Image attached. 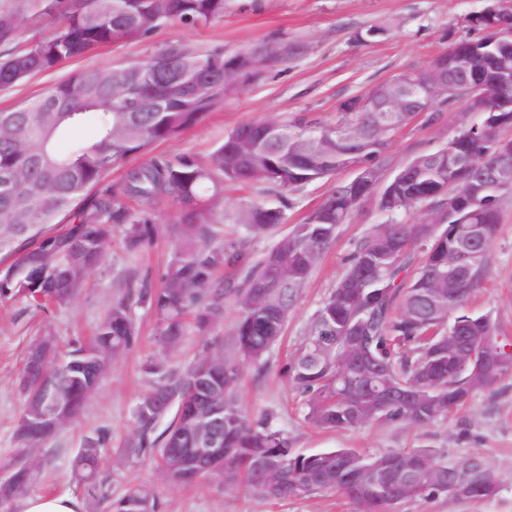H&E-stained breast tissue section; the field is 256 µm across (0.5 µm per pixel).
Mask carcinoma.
<instances>
[{"instance_id": "carcinoma-1", "label": "carcinoma", "mask_w": 512, "mask_h": 512, "mask_svg": "<svg viewBox=\"0 0 512 512\" xmlns=\"http://www.w3.org/2000/svg\"><path fill=\"white\" fill-rule=\"evenodd\" d=\"M63 20L56 34L0 59V89L53 71L77 57L134 40L167 24L203 26L224 18L225 0H60ZM19 31L14 10L0 9V46ZM477 66H489L500 47L482 37L458 41ZM233 66L238 82L263 74L247 53L227 56L217 49L196 54L169 47L137 69L111 66L76 72L35 100L0 111V172L14 173L7 194L0 193V255L15 257L13 267L31 279L24 298L39 306L64 305L99 266L112 237V226L127 224L132 246L149 242L156 229V208L163 200L180 205L176 223L181 235L196 242L181 249L162 276L159 288L145 293L155 316L156 341L163 350L181 343L190 313L206 328L223 317L219 300L233 297L237 319L232 354L219 348L200 357L182 376H159L136 409V441L124 450L139 457L148 437L172 404L177 410L160 443L191 424L184 401L200 378L224 401V462L208 470L185 457L173 470L162 449L153 462L170 485H186L219 474L224 490L249 491L269 501L337 492L356 512H395L407 501L448 498V479L467 471L471 488L461 500H488L499 482L475 455L458 459L423 451L365 455L352 448L314 454L295 453L268 419L252 420L241 409L237 387L244 364L260 367L280 339L313 268L347 221L375 190L381 211L420 207L416 224H381L357 244L346 272L324 299L308 334L284 374L303 397L306 418L330 429L352 430L370 423L410 422L430 426L469 403L475 393L493 391L512 378V344L486 315L463 310L483 279L489 249L501 223L508 191L483 179L487 170L512 155V140L499 137L512 126V111L484 112L482 119L452 139L454 154L415 157L410 172L398 170L385 180L390 139L412 118L397 112L386 121L369 112L372 101L388 92L381 83L336 108L327 124L298 113L277 122L243 123L202 161L191 155L157 157L129 171L109 197L76 210L78 223L66 234L45 237L43 229L72 209L84 193L115 163L156 143L177 137L200 123L216 101L238 92L224 83V65ZM459 94L432 101L427 121L453 108ZM86 122L97 137L60 154L55 141ZM358 166L365 174L358 186L336 182L331 193L304 220L280 238L260 262L250 263L242 244L210 245L214 223L209 201L224 183L259 184L283 199L306 185ZM138 205L131 212L128 202ZM279 207H257L246 215L252 231L283 223ZM241 267L235 286L213 279L223 265ZM453 319H448L450 313ZM478 337L476 354L493 359L475 376L461 364L463 340ZM137 340L126 301L115 302L100 322L90 350L104 365L123 356ZM32 376L22 384L25 416L17 422L13 454L0 462L11 482L0 483V512L26 497L46 461L50 438L37 430L41 406L34 398ZM99 382L72 392L70 406L79 413ZM91 442L75 461L78 477L91 497L106 501V512H159V498L149 486L131 484L118 499L104 491L99 447ZM280 471L272 484L264 469Z\"/></svg>"}]
</instances>
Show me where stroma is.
Wrapping results in <instances>:
<instances>
[{
  "label": "stroma",
  "mask_w": 512,
  "mask_h": 512,
  "mask_svg": "<svg viewBox=\"0 0 512 512\" xmlns=\"http://www.w3.org/2000/svg\"><path fill=\"white\" fill-rule=\"evenodd\" d=\"M53 3L0 0L1 9L20 10L22 19L18 36L11 47L0 46V56L51 37L55 26L47 12ZM485 5V0H226L223 19L212 24L164 27L0 89V111L38 98L80 70L139 63L173 45L196 53L221 48L231 55L272 39L301 44L300 54L268 67L243 91L219 103L199 124L153 145L149 153L202 157L246 122L284 121L296 112H311L324 121H334L340 102L424 67L452 43L474 37L468 19ZM371 24L386 26V33L373 42L358 43L356 30ZM479 118L476 112L461 115L452 110L438 121L429 123L420 117L400 128L387 151V174H394L418 155L446 147L462 124ZM333 185L330 179L309 184L290 195L283 206L261 187L225 184L214 212L217 224L212 244L217 247L241 241L252 260L262 259L282 234L321 204ZM258 205L283 206L284 224L263 233L251 232L243 217ZM176 211L175 203L161 202L152 241L135 248L127 242L125 227H113L102 264L88 275L85 287L69 304L42 311L23 299L0 298V460L11 455L16 446L14 430L23 409L18 384L32 337L50 332L58 341L60 354H67L88 344L112 303L124 299L139 332L137 342L123 358L110 363L76 422L46 441L49 462L34 492L71 494L81 501L82 512H105L104 502L89 497L73 474V462L81 448L98 438L102 441L99 470L108 479L112 496L120 497L131 481L152 485L161 512H355L354 504L336 492L268 501L225 492L217 477L191 486H171L160 480L148 456L131 464L120 457V450L136 437L135 410L151 382L146 366L160 364L173 376L185 373L195 360L227 341L237 317L235 306L228 300L224 318L216 325L203 330L188 323L177 349L165 352L155 342L154 316L141 294L159 286L178 250L168 230ZM420 217L416 208L380 212L370 200L340 226L335 241L311 273L264 368L243 367L239 404L251 419L270 418L299 452L353 448L377 455L426 449L451 458L476 455L501 486L499 494L488 501H410L399 504L396 512H512V379L497 393L477 392L464 408L427 427L398 422L337 430L318 427L306 418L302 397L282 374L314 314L347 268L358 242L376 225L414 224ZM465 306L489 315L504 336L512 338V196L502 205L500 232L488 254L486 275Z\"/></svg>",
  "instance_id": "1"
}]
</instances>
